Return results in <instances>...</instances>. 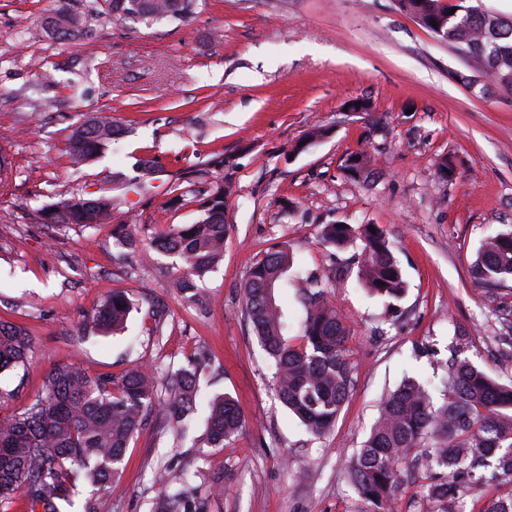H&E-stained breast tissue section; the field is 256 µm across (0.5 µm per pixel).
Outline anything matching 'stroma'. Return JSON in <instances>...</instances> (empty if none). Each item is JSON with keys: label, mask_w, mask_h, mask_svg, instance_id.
Masks as SVG:
<instances>
[{"label": "stroma", "mask_w": 512, "mask_h": 512, "mask_svg": "<svg viewBox=\"0 0 512 512\" xmlns=\"http://www.w3.org/2000/svg\"><path fill=\"white\" fill-rule=\"evenodd\" d=\"M61 5L86 18L80 39L47 33L44 19ZM104 9L103 0H0V151L14 167L0 185V322L31 338L24 366L0 374V419L20 413L60 363L116 377L137 364H189L201 395L230 394L246 426L213 448L205 412L181 442L153 412L99 512H151L160 469L174 481L192 474L204 512H367L346 467L389 390L409 376L441 400L456 357L512 384V329L498 317L512 281L491 295L471 272L484 240L512 229V93L474 94L458 76L477 75L476 62L395 0H201L181 26L107 19ZM354 98L370 110L347 111ZM100 113L124 133L73 167L66 140ZM315 128L326 137L298 150ZM362 152L372 163L350 177L345 161ZM141 155L160 169L147 194L129 184ZM445 161L453 179L438 175ZM218 181L231 185L224 256L191 302L171 286L180 260L150 240L194 223ZM104 187L137 246L118 244L111 224H42L44 204ZM328 224L383 230L406 282L394 313L361 286L355 246L323 241ZM284 245L295 261L275 296L290 340L301 334L310 270L331 277L351 328L352 389L320 436L275 398L243 315L249 269ZM112 289L135 301L124 332L75 342Z\"/></svg>", "instance_id": "stroma-1"}]
</instances>
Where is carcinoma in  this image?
<instances>
[{
    "instance_id": "1",
    "label": "carcinoma",
    "mask_w": 512,
    "mask_h": 512,
    "mask_svg": "<svg viewBox=\"0 0 512 512\" xmlns=\"http://www.w3.org/2000/svg\"><path fill=\"white\" fill-rule=\"evenodd\" d=\"M110 17H143L184 23L195 13L197 0H105ZM397 9L461 53L480 64L482 87L512 92V18L484 9L473 0H444L448 25L436 31L426 11L437 0H395ZM48 33L74 39L84 33L85 18L64 8L46 19ZM122 132L103 116L75 126L67 152L77 167L102 153ZM229 187L218 181L193 224L176 225L153 238V245L178 257L183 274L174 286L185 292L193 279L213 269L224 251V198ZM40 219L58 229H88L112 221V196L103 191L91 198L73 196L43 207ZM323 240L333 247L360 241L358 277L375 296L403 297L406 282L389 241L370 225L357 228L328 224ZM294 263L287 247L266 253L243 283L244 314L260 347L274 368L279 401L314 435L335 423L353 385L355 365L347 348L350 328L339 314L332 285L315 274L306 278V317L300 342L285 336V323L275 299ZM476 284L488 292L512 280V232L489 237L473 265ZM134 308L124 291H111L93 314L94 329H123ZM31 339L16 325L0 323V374L25 363ZM441 403L428 388L406 379L387 394L370 434L349 461L351 485L372 512H391L394 493L418 449H423L427 482L423 497L439 504L436 512H459L460 490L487 477L512 485V386H504L467 360L452 359ZM207 406L206 442L222 448L245 421L229 395L204 402L193 368L161 373L151 365L131 368L118 378L91 374L63 363L48 373L43 389L25 409L0 420V508L8 510L21 495L28 512H59L85 483L104 492L112 489L130 441L145 426L146 412L166 409L180 433ZM161 496L157 512H191L183 484L170 487L158 475Z\"/></svg>"
}]
</instances>
